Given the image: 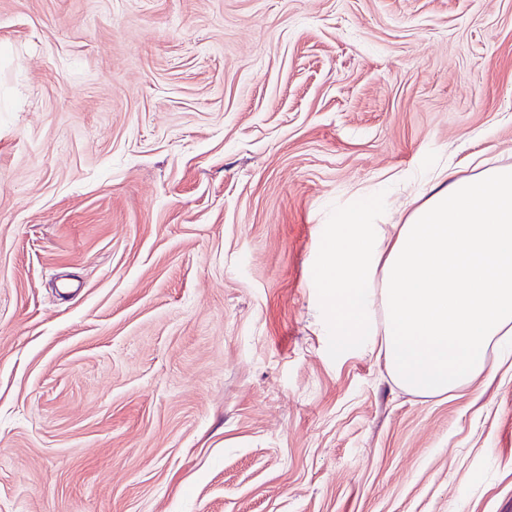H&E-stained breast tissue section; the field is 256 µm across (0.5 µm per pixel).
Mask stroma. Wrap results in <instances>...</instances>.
<instances>
[{
  "label": "stroma",
  "mask_w": 512,
  "mask_h": 512,
  "mask_svg": "<svg viewBox=\"0 0 512 512\" xmlns=\"http://www.w3.org/2000/svg\"><path fill=\"white\" fill-rule=\"evenodd\" d=\"M512 164V0H0V512H512V370L337 352L355 191Z\"/></svg>",
  "instance_id": "35a3bbf8"
}]
</instances>
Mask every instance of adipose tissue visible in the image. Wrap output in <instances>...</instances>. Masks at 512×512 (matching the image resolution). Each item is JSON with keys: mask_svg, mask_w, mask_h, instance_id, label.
<instances>
[{"mask_svg": "<svg viewBox=\"0 0 512 512\" xmlns=\"http://www.w3.org/2000/svg\"><path fill=\"white\" fill-rule=\"evenodd\" d=\"M424 184L400 224L360 196L339 210L313 278L338 346L376 353L428 397L492 376L512 339V165Z\"/></svg>", "mask_w": 512, "mask_h": 512, "instance_id": "1", "label": "adipose tissue"}]
</instances>
